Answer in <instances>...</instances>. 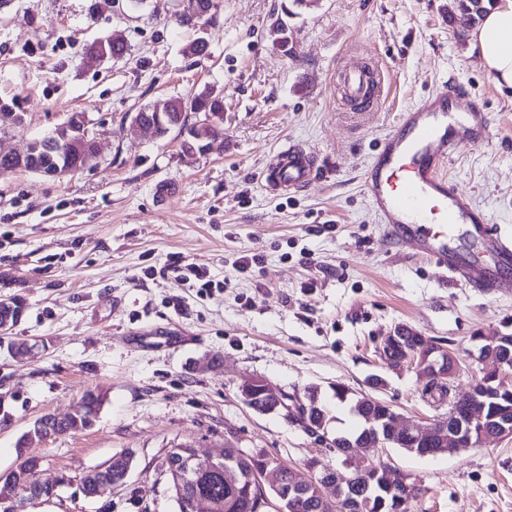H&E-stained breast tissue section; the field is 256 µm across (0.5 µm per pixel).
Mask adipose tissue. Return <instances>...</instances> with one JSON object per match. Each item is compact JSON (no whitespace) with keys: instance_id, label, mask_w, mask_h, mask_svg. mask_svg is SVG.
I'll return each instance as SVG.
<instances>
[{"instance_id":"ef3b65f1","label":"adipose tissue","mask_w":512,"mask_h":512,"mask_svg":"<svg viewBox=\"0 0 512 512\" xmlns=\"http://www.w3.org/2000/svg\"><path fill=\"white\" fill-rule=\"evenodd\" d=\"M469 43L494 84L512 90V0H497L471 32Z\"/></svg>"}]
</instances>
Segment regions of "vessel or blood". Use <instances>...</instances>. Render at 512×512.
I'll use <instances>...</instances> for the list:
<instances>
[{
	"instance_id": "vessel-or-blood-1",
	"label": "vessel or blood",
	"mask_w": 512,
	"mask_h": 512,
	"mask_svg": "<svg viewBox=\"0 0 512 512\" xmlns=\"http://www.w3.org/2000/svg\"><path fill=\"white\" fill-rule=\"evenodd\" d=\"M374 84L372 69L364 65L339 74V90L350 100L366 99ZM462 91V86H449L403 110L374 155L363 178V190L397 243L406 245L417 257L435 262L452 278L493 288L500 277L512 274V239L487 236V217L448 175V166L460 148L484 144L489 137L485 112H455L453 101ZM311 174L306 152L291 145L277 153L264 180L271 190L295 188ZM459 224L471 225L485 251L494 256V269L452 247L450 230Z\"/></svg>"
}]
</instances>
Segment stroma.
<instances>
[{
  "instance_id": "35a3bbf8",
  "label": "stroma",
  "mask_w": 512,
  "mask_h": 512,
  "mask_svg": "<svg viewBox=\"0 0 512 512\" xmlns=\"http://www.w3.org/2000/svg\"><path fill=\"white\" fill-rule=\"evenodd\" d=\"M8 0L0 6V153L24 151L70 113H86L96 161L62 177L0 173V298L25 313L0 337V474L22 455L38 477L70 486L27 512H178L159 465L169 448L195 446L200 459L233 446L297 471L349 469L332 443L283 413H259L239 388L262 378L301 397L334 384L388 403L421 425L448 407L423 400L416 374L392 371L377 354L405 325L456 356V394L484 366L475 335L512 326V275L476 288L389 241L361 187L375 150L400 112L448 82L466 93L456 111L479 106L488 141L463 148L448 174L492 234L512 237V92L498 89L450 0H214L207 20H178L181 0ZM288 26L287 44L273 32ZM204 56L182 49L198 36ZM118 36L120 59L86 54ZM375 63L386 103L352 110L338 90L343 68ZM211 88L224 98V133L188 154L172 129H130L132 116L170 97ZM295 144L313 158L304 187L270 191L265 166ZM176 193L161 197L160 184ZM180 254L208 268L220 288L201 295L169 270ZM261 255L240 270L235 261ZM153 276H145V268ZM29 347L25 359L15 347ZM103 402L86 430L17 440L35 419L72 410L87 391ZM132 452L125 486L88 500L75 481L115 453ZM378 456L417 485L414 512H512V437L421 457L388 446Z\"/></svg>"
}]
</instances>
